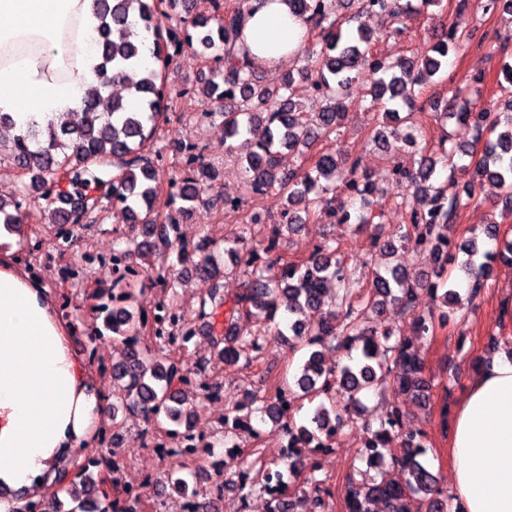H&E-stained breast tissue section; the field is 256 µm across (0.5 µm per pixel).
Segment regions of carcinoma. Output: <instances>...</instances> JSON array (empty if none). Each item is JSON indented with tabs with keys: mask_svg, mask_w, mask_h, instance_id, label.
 <instances>
[{
	"mask_svg": "<svg viewBox=\"0 0 512 512\" xmlns=\"http://www.w3.org/2000/svg\"><path fill=\"white\" fill-rule=\"evenodd\" d=\"M210 3L213 15L206 16L193 13L191 0H97L101 24L96 45L102 80L91 89L72 125L61 130L51 126L45 131L33 126L9 138L15 168L30 180L22 183L21 199H0V227L8 232L19 228L22 201L33 193L49 207L53 249L64 259L79 229L115 203L125 205L132 230L142 237L128 250L139 274L112 280L109 290L117 306H100L102 322L87 334L93 345L102 336L125 344L123 358L112 362V426H124L131 412L140 413L153 431L164 419L177 425L190 420L196 404L183 393L189 371L178 357L177 347L188 340L191 331L174 326L148 332L144 312L130 301L150 285L161 289L159 301L175 307V298L168 296L176 287L174 267L151 262L161 250L176 253L179 264L189 265L197 277L212 281L224 277L217 243L207 227H202L198 242L188 243L177 235L175 217L161 224L155 214L161 184L167 185L170 195L192 204L218 173L205 162V148L201 147L179 175L165 181L163 151L154 141L160 122L176 111L178 98L185 95L167 84L173 57L185 47H198L214 66L197 96L202 104L215 107L207 116L219 117L224 125V153H232L237 139L261 131L256 149L247 153L243 163L248 194L256 200L275 189L287 202L266 245L258 248L251 244L253 228L268 223L267 215L256 205L247 222L228 240L234 267L247 276V283L233 297L224 296L217 284L198 300V316L210 335L209 354L226 363L250 366L260 358L261 340L267 333L289 334L308 355L295 382L286 376L275 378L276 395L286 393L296 400L317 402L307 426L297 423L294 415H285L266 396L252 393L235 408L232 426L224 427V437L233 438L240 427L250 426L254 411L265 412L277 427L275 433L287 440L292 462L286 474L267 467L258 470V481L242 483L240 490L257 486L269 490L270 480L275 479L281 493L270 512H297V506L306 501L329 512L322 487L327 478L316 475L323 465L313 463L309 473H304L301 449L327 452L332 442L323 436L356 422L361 397L370 391L389 384L395 393L423 404L431 397L432 383L425 376L424 358L414 340L394 339L387 329H367L366 312L381 313L391 304L410 316L418 336H432L448 323V306L467 313L485 288L493 262H512V241L501 243L494 223L480 227V233L496 247L479 251L480 233H475L457 246L464 254L460 261L451 253L447 234L457 210L475 201L487 182L498 186L502 210L512 213V63L504 64L497 81L506 112L477 105L460 88L452 91L449 99L434 103L440 116L454 120L457 142L448 148L445 136L434 148L424 144L418 168L399 172L407 189L393 204L404 210L408 223L383 238L378 252L384 262L372 270L371 287L365 289L349 271L342 245L333 240H321L307 258L295 261L284 259L276 248L284 234L292 235L322 215L338 192L362 200L354 213L341 208L340 222L374 223L377 214L371 198L379 196L380 190L359 174V160L343 149L323 150L311 167L286 172L279 167L278 154L286 148L301 158L314 140L336 132L350 106L348 91L359 81L369 85L370 107L378 109L370 141L388 149L385 124L402 120L409 123L406 141L418 145L425 137V124L421 120L424 112L416 111L417 99L428 84L447 76L448 58L473 37L463 18L465 4L458 5L457 21L437 37L424 57L389 61L378 55L369 31L359 26L350 37L343 33V25L376 9L402 23L431 6L442 5L443 0H418L416 4L413 0H347L349 13L342 18L336 16L335 0H288L294 15L307 25L306 35L314 38L298 74L313 85L315 100L303 106L285 94L293 73H288L278 89L260 84L243 35L245 6L226 8L223 0ZM161 7L169 10L176 22L165 33L153 23L154 13ZM144 32L153 37V62L133 80L126 73L141 66ZM111 71L123 76L130 94L141 103L140 109H129L120 97L102 95ZM403 107L409 109L404 116L400 115ZM480 143L479 158L466 167L458 166V153L472 155ZM343 165L349 166L350 179L340 189L335 176ZM444 171L448 176L443 180ZM458 174L465 177L464 182H459ZM406 244L437 256L430 276L412 279L393 262ZM455 260L468 278L465 298L450 283L447 264ZM423 289L439 301L437 310L417 311ZM243 320L254 324V333L240 335L237 325ZM364 429L362 456L371 465L390 458L403 478L358 481L347 476L345 512H460L454 507L453 495L440 488L436 475L422 461L424 433L406 427L399 408L387 410L379 428L366 425ZM116 469L115 450L98 455L96 470L85 466L76 473L78 488L72 490L71 500L77 508L64 509L54 493L52 512H121L117 508L121 498L106 490L108 483L118 488L112 477ZM167 480L195 501L196 512H209L206 493L180 475L170 474ZM8 501V512H39L37 503L21 494Z\"/></svg>",
	"mask_w": 512,
	"mask_h": 512,
	"instance_id": "1",
	"label": "carcinoma"
}]
</instances>
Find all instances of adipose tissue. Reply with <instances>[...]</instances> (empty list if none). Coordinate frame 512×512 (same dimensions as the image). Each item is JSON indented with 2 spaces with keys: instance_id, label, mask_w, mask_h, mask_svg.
Wrapping results in <instances>:
<instances>
[{
  "instance_id": "adipose-tissue-1",
  "label": "adipose tissue",
  "mask_w": 512,
  "mask_h": 512,
  "mask_svg": "<svg viewBox=\"0 0 512 512\" xmlns=\"http://www.w3.org/2000/svg\"><path fill=\"white\" fill-rule=\"evenodd\" d=\"M244 34L266 69L294 62L287 0H248ZM95 0H0V113L13 133L79 111L100 81ZM48 288L0 252V489L49 491L102 436L110 402ZM452 491L464 512H512V344L484 357L453 414Z\"/></svg>"
}]
</instances>
